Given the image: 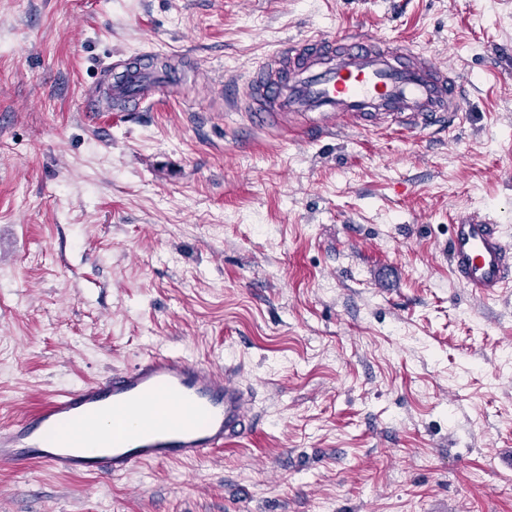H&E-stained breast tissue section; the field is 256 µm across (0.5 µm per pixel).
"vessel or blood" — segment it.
Instances as JSON below:
<instances>
[{"label": "vessel or blood", "mask_w": 512, "mask_h": 512, "mask_svg": "<svg viewBox=\"0 0 512 512\" xmlns=\"http://www.w3.org/2000/svg\"><path fill=\"white\" fill-rule=\"evenodd\" d=\"M154 56L146 47L117 59L92 111L138 112L176 83L175 72L152 66ZM242 95L260 125L289 113L322 130L387 119L404 130L426 129L463 109L457 76L408 45L360 30L289 41L253 72ZM447 253L456 281L479 298L512 287V245L490 215L463 213ZM249 401L231 370L154 351L133 368L52 394L1 428L0 466L42 464L103 479L198 461L247 433Z\"/></svg>", "instance_id": "b4317fda"}]
</instances>
